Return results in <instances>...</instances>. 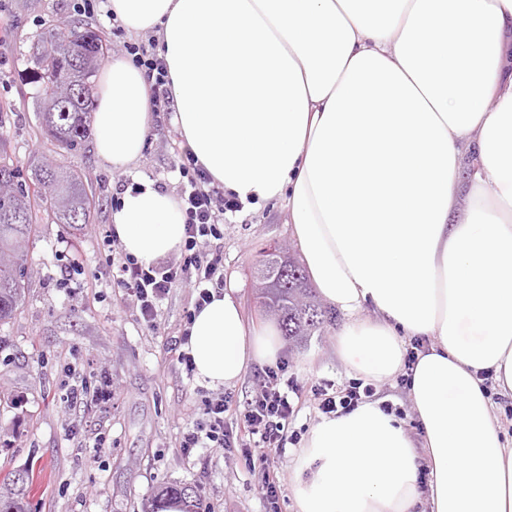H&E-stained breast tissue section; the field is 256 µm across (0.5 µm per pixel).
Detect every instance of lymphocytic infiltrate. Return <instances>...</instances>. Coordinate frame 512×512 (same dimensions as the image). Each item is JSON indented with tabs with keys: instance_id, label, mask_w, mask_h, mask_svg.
Returning <instances> with one entry per match:
<instances>
[{
	"instance_id": "f902f5d3",
	"label": "lymphocytic infiltrate",
	"mask_w": 512,
	"mask_h": 512,
	"mask_svg": "<svg viewBox=\"0 0 512 512\" xmlns=\"http://www.w3.org/2000/svg\"><path fill=\"white\" fill-rule=\"evenodd\" d=\"M124 50L151 83L153 114L173 112L174 101L164 60L157 56L153 47L142 43L125 44ZM176 167L181 177L178 199L184 214L180 260L144 266L130 257L118 262L108 256L102 263L105 272L113 274L115 282L124 288L140 322L151 331L159 327V306L172 288L189 285L198 309L210 302L212 291L223 288L224 271L219 256L213 252V244L224 237L225 215L243 209L238 199L225 196L223 188L213 185L211 177L190 151L180 154ZM312 394L323 414L334 415L354 410L369 400L373 387L357 379L332 392L319 386L313 388ZM299 395L297 382L288 376L287 361L263 368L242 426L225 422L227 399L224 395H205L201 398V420L183 432L179 446L188 454L197 448L239 452L249 464L259 465L266 500L269 505H276L279 478L270 470V459L282 454L288 444L297 440L296 435L290 434L289 425ZM248 434L258 436L261 450H252L250 443L245 442Z\"/></svg>"
}]
</instances>
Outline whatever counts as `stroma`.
Returning a JSON list of instances; mask_svg holds the SVG:
<instances>
[{"instance_id": "35a3bbf8", "label": "stroma", "mask_w": 512, "mask_h": 512, "mask_svg": "<svg viewBox=\"0 0 512 512\" xmlns=\"http://www.w3.org/2000/svg\"><path fill=\"white\" fill-rule=\"evenodd\" d=\"M10 33L0 40V137L20 168L43 158L81 170L94 209L88 224H40L27 246L25 292L9 321L0 326V470L35 466L28 512H143L151 490L163 482L187 484L201 495L207 512H268L261 475L237 455L218 448L184 454L180 437L201 419L200 398L169 351L181 336L184 315L194 303L191 288H172L160 309V329L148 331L135 307L98 261L110 253L123 258L120 244L106 246L114 199L128 176L163 184L177 192L174 167L181 150L172 120L161 117L134 174L109 169L95 157L93 141L54 155L41 138L28 53L39 36L74 26H91L106 54H123L128 35L114 31L106 7L76 11L74 0H6ZM295 248L287 215L276 203L247 208L224 221V283L234 287L250 323L269 317L252 288V273L270 244ZM84 266L69 287L56 284L66 258ZM335 312L330 324L304 346L284 344L280 356L302 386L291 427L299 437L322 417L310 388L337 387L356 379L336 352V334L347 322ZM112 383L111 400L91 408L67 406L65 383ZM377 400L397 409L413 439L421 428L408 392L396 377L375 381ZM106 447L95 445L98 434ZM96 465H87L88 457Z\"/></svg>"}]
</instances>
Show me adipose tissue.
Instances as JSON below:
<instances>
[{
  "instance_id": "ef3b65f1",
  "label": "adipose tissue",
  "mask_w": 512,
  "mask_h": 512,
  "mask_svg": "<svg viewBox=\"0 0 512 512\" xmlns=\"http://www.w3.org/2000/svg\"><path fill=\"white\" fill-rule=\"evenodd\" d=\"M108 9L129 36L153 35L180 145L213 183L248 207L284 205L313 285L350 317L336 336L346 364L388 378L404 367L405 339L430 340L408 387L421 442L377 401L323 418L301 450L297 512H512V441L482 379L512 396V0ZM149 89L125 57L104 64L102 166L136 169ZM111 221L140 264L183 246L179 204L154 182L127 188ZM189 336L195 376L212 388L282 349L275 327L247 328L230 288Z\"/></svg>"
}]
</instances>
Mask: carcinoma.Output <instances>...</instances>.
Wrapping results in <instances>:
<instances>
[{
    "mask_svg": "<svg viewBox=\"0 0 512 512\" xmlns=\"http://www.w3.org/2000/svg\"><path fill=\"white\" fill-rule=\"evenodd\" d=\"M91 41L80 54L65 55L51 34L31 46L30 60L37 72L33 80L36 112L43 138L63 151H73L91 135L92 104L83 89L93 84L100 65L101 36L90 32ZM0 324L12 319L24 290V248L36 224H87L91 203L80 171L63 168L47 159L23 173L0 147ZM269 313L277 320L288 342L299 346L332 320L299 263L290 256L279 258V275L273 287L262 289ZM0 512H26L25 503L33 488L30 468L0 475ZM178 500L184 512H205L198 492L188 485L159 487L147 498L145 512H158L163 504Z\"/></svg>",
    "mask_w": 512,
    "mask_h": 512,
    "instance_id": "carcinoma-1",
    "label": "carcinoma"
}]
</instances>
